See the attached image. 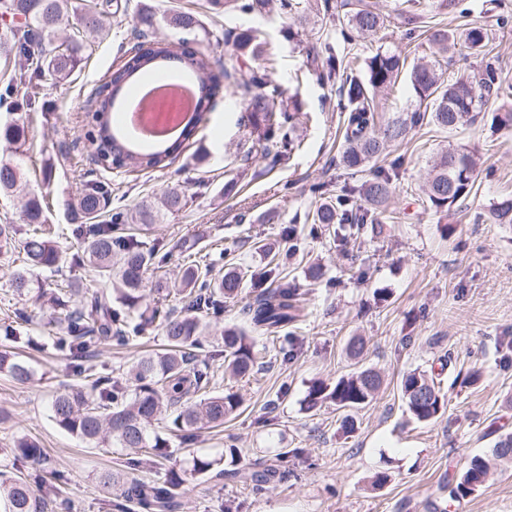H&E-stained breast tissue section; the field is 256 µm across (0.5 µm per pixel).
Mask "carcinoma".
Listing matches in <instances>:
<instances>
[{
  "label": "carcinoma",
  "instance_id": "cac0c4a2",
  "mask_svg": "<svg viewBox=\"0 0 512 512\" xmlns=\"http://www.w3.org/2000/svg\"><path fill=\"white\" fill-rule=\"evenodd\" d=\"M273 0H209L210 9L219 7L241 15L261 17ZM0 13L18 19L20 28L11 27L0 33V60L12 67L17 76L4 83L0 91V106L13 108L19 104L29 112H46L40 101L41 83L56 84L67 80L82 61L92 54L85 34L101 32L107 12L97 0H0ZM166 24L185 34L202 29L198 17L190 12L173 10L164 16ZM156 13L150 8L139 11L133 29V48L139 50L135 64H124L101 79L110 88L103 96L95 88L87 97L84 108L97 112L114 101V93L122 88L148 62L177 59L184 69L204 77L208 82L207 98L219 95L240 97L256 138L244 150L270 160L276 166L299 148L291 137L299 104L285 101V88L277 77L276 54L269 42L260 38L258 29L248 27L239 31L226 30L224 37L211 31L215 41L232 46L235 62L220 66L203 52L187 47L181 52L162 42L143 49L144 41L153 34ZM384 24L383 16L357 0L340 25L345 41L355 34H375ZM428 40L446 53L457 44V36L441 28L429 29ZM467 47L475 54L482 52L489 41L488 30L471 27L463 34ZM312 61L325 58L329 71L342 67L328 43L312 46ZM406 69V57L399 53L381 51L366 61L365 79L346 75L342 84L347 100V115L343 122V162L352 169L364 167L383 155L387 148L405 140L408 130L435 126L450 131L473 122L490 98L500 96L503 84L492 62L473 75L445 83L441 81L434 62L416 63L409 72V82L424 109L407 114L402 120L385 124L382 132L379 113L373 103V93L393 87ZM13 146L27 141L26 126L17 122L6 124L0 140ZM97 153L106 147L112 150V161L123 168L129 165L143 170L166 168L174 161L177 148L154 147L140 151V142L119 126H110L108 136L90 139ZM479 168L475 154L462 147L448 146L436 158L425 192L427 207L436 213L448 212L471 196L478 180ZM395 173L376 167L371 178L358 188L324 200V185L314 184L311 192L319 197L314 209L305 215V222L328 229L336 224H350L362 230L382 227L384 205L394 190ZM26 189L23 163L0 162V195L22 193ZM365 197L369 206L357 208L354 195ZM111 195L109 185L102 181L86 185L83 193L71 205V234L80 240V251L70 261L61 255L53 236L42 230L47 204L44 197L30 194L25 203L24 218L34 228L26 231L22 240V266L14 271L10 288L19 295H28L35 288L33 276L38 271H50L55 277L70 281L74 269H90L111 287L84 293L78 304H70V291L60 288L38 289V300L64 312L61 336L55 346L74 360L92 357V350L105 348L116 341L125 344L156 319L163 321L167 348L141 358L126 377L97 376L87 386H73L58 393L51 402L50 412L55 423L86 445L99 446L111 442L127 451L124 469L105 472L100 477L102 491L112 496L113 512H174L180 506L178 497L183 478L177 466L181 461L172 457L167 434L180 433L187 438L196 431L224 425L241 407L234 392L214 391L216 378L213 362L224 357L226 369L234 377L251 374L260 364L258 351L246 332L228 327L221 336L206 337L208 320L224 314V300L238 296L245 284L255 286L267 282L278 267H262L247 271L238 266L225 269L224 274L212 276L214 265L193 262L182 266L177 292L189 299L183 315L163 310L155 305H142L145 274L154 264L159 249L133 234L121 231L120 225L134 220L149 226L163 223L165 216L181 212L188 203L187 187L177 184L169 188L161 207L149 201L139 204L135 214L127 211L112 213L111 223L97 221ZM484 224H512V196H504L491 204L488 211L476 216ZM118 303L121 309L112 307ZM243 318L250 330L260 335L276 336L305 316L302 294L290 283L260 291L242 308ZM0 373L24 384L33 377L30 364L7 351L0 352ZM383 384L381 374L372 368H359L338 379L311 383L306 396L309 407L333 405L346 412L343 425L353 427L352 413L371 403ZM401 398L411 420L428 423L446 410L444 395L434 379L413 370L402 376ZM491 457L474 455L466 468L448 482V496L464 499L485 483L490 459L512 463V433L498 437ZM232 464L220 467L221 460L192 456L187 471L192 475L227 478L262 492L269 481L266 471L236 466V453L230 452ZM43 450L32 439L21 438L13 451L11 466L0 468V508L3 512H44V501L36 492L48 496L53 492L50 478L64 480L53 471L49 476L36 474L28 478L25 471L42 464ZM169 463L163 482H145L134 477L146 459Z\"/></svg>",
  "mask_w": 512,
  "mask_h": 512
}]
</instances>
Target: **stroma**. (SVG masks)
I'll return each instance as SVG.
<instances>
[{"label": "stroma", "mask_w": 512, "mask_h": 512, "mask_svg": "<svg viewBox=\"0 0 512 512\" xmlns=\"http://www.w3.org/2000/svg\"><path fill=\"white\" fill-rule=\"evenodd\" d=\"M111 35L96 44L92 55L65 82L41 90L48 112H26L28 127L24 166L31 185L44 195L46 219L61 233L59 245L72 254L77 242L67 235L68 204L94 181L112 183L110 207L133 208L141 199L160 197L174 182H186L195 193L186 208L164 223L141 232V240L159 241L167 254L160 270L176 277L184 255L198 252L216 262L231 249L240 263L265 266L269 258L256 242L279 239L295 226L305 254L319 259L326 275L311 285L306 266L285 264L283 274L299 288L306 316L277 337L256 336L264 366L243 378H225L224 390L237 392L242 405L223 427L199 430L189 448L200 456L220 457L235 450L241 465L260 464L272 473L265 491L203 475H186L180 512H512V466L491 471L473 495L450 504L444 486L472 456L484 453L501 434L512 432V226L476 224L472 217L500 197L512 195V128H490L502 101L493 99L474 123L451 133L437 127L410 131L391 147L380 165L399 159L401 168L383 234L371 229L338 246L336 236L317 231L302 217L314 204L309 188L324 184L328 194L357 186L367 175L340 162L342 114L337 104L341 80L322 79L307 68L311 36L330 42L339 59L352 62L364 76V62L378 51L405 54L408 63L433 58L429 27L458 32L474 24L490 31L488 51L498 61L512 88V27L499 29L495 18L512 15V0H466L467 16L438 7V0H374L386 14L377 37L343 41L339 19L349 0H336L334 14L311 15L309 33H288L291 23L279 10L253 20L228 13H205V29L262 30L279 53V75L299 102L294 136L300 147L276 168L261 156L243 158L239 148L253 137L244 123V103L215 98L172 165L163 170L127 172L95 163L88 144L95 130L92 113L79 104L100 76L121 66L120 46L129 42L140 5L156 13L199 9L207 0H117ZM477 149L483 165L477 192L465 208L447 219L424 210L422 187L435 156L449 144ZM208 159L194 163L193 156ZM21 258L20 244L0 255V350L23 353L35 379L19 384L0 373V462L9 463L10 448L20 437L38 442L45 452L44 470H61L65 481L45 512H62L63 500L75 501L77 512H111L94 479L96 471L124 464L121 449L85 447L49 417L53 395L67 385L84 384L86 364L57 354L49 338L41 303L17 296L9 280ZM27 308L30 320L16 323L14 314ZM15 329L20 342L6 339ZM147 344L115 346L99 351L96 374L119 376L146 350L162 348L161 328H153ZM365 341L360 359L347 345ZM378 371L383 385L374 400L354 417L344 433L343 415L334 406L307 409L310 383L334 380L356 366ZM480 368L473 385L457 374ZM417 370L438 380L447 408L436 420L409 419L401 399L403 374ZM386 475L376 485L377 475Z\"/></svg>", "instance_id": "stroma-1"}]
</instances>
